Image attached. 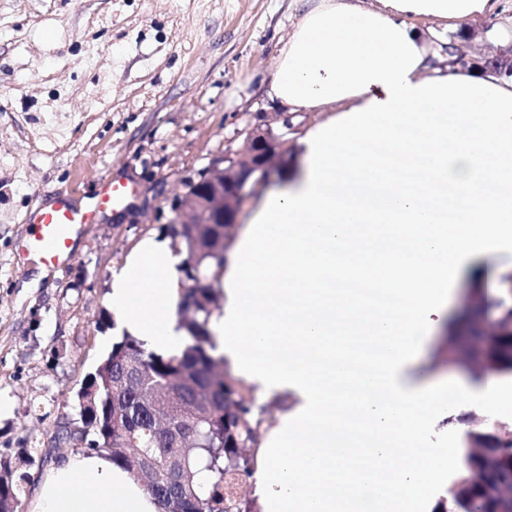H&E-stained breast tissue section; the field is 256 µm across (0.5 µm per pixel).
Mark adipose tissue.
I'll use <instances>...</instances> for the list:
<instances>
[{"instance_id":"obj_1","label":"adipose tissue","mask_w":512,"mask_h":512,"mask_svg":"<svg viewBox=\"0 0 512 512\" xmlns=\"http://www.w3.org/2000/svg\"><path fill=\"white\" fill-rule=\"evenodd\" d=\"M501 0H318L282 48L268 95L292 111L328 113L301 142L307 168L268 193L227 254L218 350L259 388L298 389L304 410L282 416L258 450L253 491L263 512H341L327 495L371 489L380 512L402 494L448 480L453 452L425 449L417 464L345 439L359 413L380 435L422 439L447 383L404 392L399 365L431 316L441 314L463 260L512 244V81L431 68L410 21L454 27L497 13ZM382 142L385 155L354 152ZM417 153L424 175L406 184L394 157ZM362 254L359 264L345 255ZM182 258L147 237L112 274L115 331L156 352L182 350L174 311ZM367 279L396 296L405 319L373 312L336 289ZM354 384L364 395L339 393ZM30 512H157L142 486L107 455L73 451L36 489Z\"/></svg>"}]
</instances>
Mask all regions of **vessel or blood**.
<instances>
[{"mask_svg":"<svg viewBox=\"0 0 512 512\" xmlns=\"http://www.w3.org/2000/svg\"><path fill=\"white\" fill-rule=\"evenodd\" d=\"M127 196V183L115 181L93 202L83 203L63 193L54 202L29 212L24 218L26 235L18 244L19 261L33 257L48 266L69 262L79 227L93 222L103 211L122 207Z\"/></svg>","mask_w":512,"mask_h":512,"instance_id":"1","label":"vessel or blood"}]
</instances>
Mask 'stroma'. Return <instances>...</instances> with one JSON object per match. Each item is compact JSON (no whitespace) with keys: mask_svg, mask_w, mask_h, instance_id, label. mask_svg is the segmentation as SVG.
Masks as SVG:
<instances>
[{"mask_svg":"<svg viewBox=\"0 0 512 512\" xmlns=\"http://www.w3.org/2000/svg\"><path fill=\"white\" fill-rule=\"evenodd\" d=\"M470 23L456 44L474 63L512 31V0ZM306 0H0V460L28 481L21 512L48 471L21 463L47 441L64 404L112 344L111 275L137 243L163 236L172 207L213 159L234 153L244 128L281 135L284 165L301 161L299 138L323 112L285 115L267 89ZM133 192L120 213L83 225L72 261L39 277L15 264L25 213L76 190L90 201L107 182ZM512 283V246L469 260L448 287L458 310L471 290ZM460 383L463 398L432 410L426 439L452 447L448 484L464 473L467 423L487 414L512 437V405L484 412L482 385L448 358L445 323L433 320L400 367L404 389ZM447 484V485H448Z\"/></svg>","mask_w":512,"mask_h":512,"instance_id":"35a3bbf8","label":"stroma"}]
</instances>
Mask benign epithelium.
Returning a JSON list of instances; mask_svg holds the SVG:
<instances>
[{
	"label": "benign epithelium",
	"instance_id": "7a95c632",
	"mask_svg": "<svg viewBox=\"0 0 512 512\" xmlns=\"http://www.w3.org/2000/svg\"><path fill=\"white\" fill-rule=\"evenodd\" d=\"M489 73L496 77H512V47L500 50L491 58ZM278 136L268 127L255 125L246 131L240 148L234 154L208 167L204 182L187 190L181 197L175 223L177 224H237V215L243 202L263 185L278 161ZM448 340L456 352L469 350L471 340L483 334L484 348L473 352L466 364L479 371H501L512 367V348L502 345V337L495 332L496 322L488 319L482 323L468 316L465 322L448 324ZM475 442L465 458L466 468L473 475L471 483L454 489L457 512H466L473 488L485 484V477L500 467V452L491 449L497 438L489 426L468 433Z\"/></svg>",
	"mask_w": 512,
	"mask_h": 512
}]
</instances>
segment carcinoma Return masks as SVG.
Returning <instances> with one entry per match:
<instances>
[{"instance_id":"carcinoma-1","label":"carcinoma","mask_w":512,"mask_h":512,"mask_svg":"<svg viewBox=\"0 0 512 512\" xmlns=\"http://www.w3.org/2000/svg\"><path fill=\"white\" fill-rule=\"evenodd\" d=\"M182 283L177 305L178 328L185 331L184 349L163 355L125 334L112 340L95 371L77 392L75 412L60 414L51 447L71 443L105 453L154 498L158 512H241L239 497L225 496L229 484L241 486L254 470L239 459V449L256 443L265 406L252 390L224 371V355L210 331L218 306L217 284L224 272V225L171 224ZM475 311L495 310L504 340L512 336V302L506 297L477 298ZM125 374L122 387L115 378ZM91 401L93 406L86 405ZM185 461L184 481H160L170 457ZM0 512H13L20 502L25 473L13 476L0 465ZM509 503L487 492L475 493L468 512H506Z\"/></svg>"}]
</instances>
